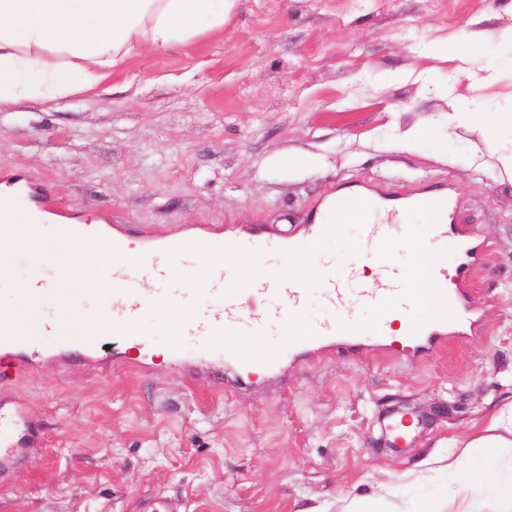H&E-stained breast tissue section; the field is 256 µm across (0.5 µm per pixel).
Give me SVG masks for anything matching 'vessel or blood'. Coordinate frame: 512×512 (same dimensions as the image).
<instances>
[{
  "label": "vessel or blood",
  "instance_id": "obj_1",
  "mask_svg": "<svg viewBox=\"0 0 512 512\" xmlns=\"http://www.w3.org/2000/svg\"><path fill=\"white\" fill-rule=\"evenodd\" d=\"M19 198L36 216L53 217L57 224H64L67 212L54 206L41 185L31 182L23 173L14 172L0 177V200ZM417 207L433 215L435 222L428 230L427 247H424L425 277L435 284L434 295L442 302L440 311L422 315L416 310L415 299L400 272L390 265L378 270L380 285L362 289L361 294L377 302L400 304L407 315L404 336L389 335L382 325L362 328L339 321L334 313L355 291L354 277L339 279L325 274L323 294L329 309L326 317L314 325L292 330L285 358L296 361L316 354L342 349L354 354L366 353L369 347L386 352H397L403 359L422 358L434 349L448 346L450 342L474 341L479 337L480 312L471 293L470 273L483 263L487 248L479 239L474 226L457 221L455 206L448 192L435 190L414 198L398 195L376 200L356 194L328 201L309 219L303 233L285 232L273 238L286 257L307 252L328 229L329 215L338 220L356 219L369 213L381 215V222L370 225L367 240L370 245L384 243L388 228L404 223L409 208ZM445 243L457 253L454 269H447L433 250L434 244ZM192 248L204 253L223 250L224 239L211 235L208 227H197L193 234L180 239H169L157 233L142 236L133 262L112 266L107 270L111 279L123 282L119 293L106 296L105 304L114 323H135L143 309L167 301L169 294L161 290L144 293L141 284L145 278H164L167 274V257L177 249ZM219 295L220 307L204 322H187L181 327L183 335L192 337L195 353L206 358L223 350L222 335H261L267 321L280 313L278 301L287 298L289 305L298 306L301 291L297 288H272L257 282L240 294L224 286L223 272H216L205 285H191L178 293L184 305H192L200 289ZM18 291L29 299L50 294L67 298L68 288L62 278H50L36 284L19 285ZM108 340L100 335L95 341L76 349L59 345L55 352H47L34 339L15 335L13 329L0 324V365L14 373H30L49 366L81 365L89 371H99L108 365L102 349ZM422 422L419 415L407 410H393L379 418L378 426L388 443L401 447L411 431ZM41 443L40 430L29 409L11 400L7 390L0 387V472L11 468L23 448H35Z\"/></svg>",
  "mask_w": 512,
  "mask_h": 512
}]
</instances>
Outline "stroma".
Instances as JSON below:
<instances>
[{
	"label": "stroma",
	"mask_w": 512,
	"mask_h": 512,
	"mask_svg": "<svg viewBox=\"0 0 512 512\" xmlns=\"http://www.w3.org/2000/svg\"><path fill=\"white\" fill-rule=\"evenodd\" d=\"M512 27L505 0H236L224 31L141 52L99 86L64 100L0 110V174L23 170L73 206L79 226L107 218L114 237L144 227L171 237L208 225L303 230L322 197L387 180L402 193L448 186L460 222L488 245L474 270L481 337L406 363L325 353L253 375L237 388L222 354L152 372L114 365L96 375L55 367L16 376L10 391L42 423L41 453L0 479V512H139L152 494L181 512H512L490 484L466 486L463 464L487 437L512 479V128L487 135L485 116L512 110ZM460 43L493 66L480 90L442 51ZM455 79L463 116L412 76ZM428 126L409 151L396 137ZM374 216L332 224L290 264L265 247L244 254L254 276L303 284L306 323L324 317L315 274L385 260L414 268L427 225H391L382 252L365 248ZM27 250L0 283L56 275ZM223 394H215L214 383ZM409 407L425 420L406 447L388 446L377 420Z\"/></svg>",
	"instance_id": "35a3bbf8"
}]
</instances>
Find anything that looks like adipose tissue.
I'll return each mask as SVG.
<instances>
[{
  "label": "adipose tissue",
  "mask_w": 512,
  "mask_h": 512,
  "mask_svg": "<svg viewBox=\"0 0 512 512\" xmlns=\"http://www.w3.org/2000/svg\"><path fill=\"white\" fill-rule=\"evenodd\" d=\"M236 0H0V108L33 97L65 99L109 76L128 58L162 53L196 37L219 33ZM73 229L43 237L19 208L0 203V279L13 253L25 247L50 255L69 288L103 279L105 261L124 264L128 240L102 246Z\"/></svg>",
  "instance_id": "ef3b65f1"
}]
</instances>
